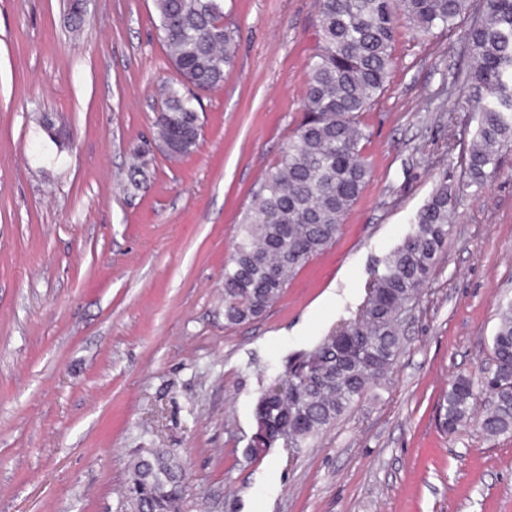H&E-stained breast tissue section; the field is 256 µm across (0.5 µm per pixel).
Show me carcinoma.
<instances>
[{
    "label": "carcinoma",
    "instance_id": "carcinoma-1",
    "mask_svg": "<svg viewBox=\"0 0 512 512\" xmlns=\"http://www.w3.org/2000/svg\"><path fill=\"white\" fill-rule=\"evenodd\" d=\"M158 37L183 81L162 88L156 140L170 159L196 147L198 93L224 83L237 53L225 0H154ZM420 33L464 27L467 82L485 93L464 151L469 182L482 185L512 146V0H321L319 46L309 65L303 117L265 174L224 267V319L261 317L312 258L336 242L371 174L363 117L386 87L399 21ZM448 187L416 213L411 233L382 261L354 317L303 354L302 369L273 376L253 409L259 456L280 439L298 444L329 428L384 378L402 350L401 322L439 263L448 238ZM492 364L448 384V431L472 421L488 438L512 433V302L501 307ZM176 455L141 448L120 512H185Z\"/></svg>",
    "mask_w": 512,
    "mask_h": 512
}]
</instances>
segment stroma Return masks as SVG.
Here are the masks:
<instances>
[{
  "label": "stroma",
  "instance_id": "stroma-1",
  "mask_svg": "<svg viewBox=\"0 0 512 512\" xmlns=\"http://www.w3.org/2000/svg\"><path fill=\"white\" fill-rule=\"evenodd\" d=\"M319 8L234 0L235 67L173 164L153 141L179 78L153 0H87L78 21L70 0H0V512H116L139 448L177 453L189 512H512V434L444 424L512 299V150L467 185L462 32L399 25L340 237L264 316L224 324V266L301 119ZM443 183L448 244L385 379L301 447L245 456L262 388L355 315Z\"/></svg>",
  "mask_w": 512,
  "mask_h": 512
}]
</instances>
